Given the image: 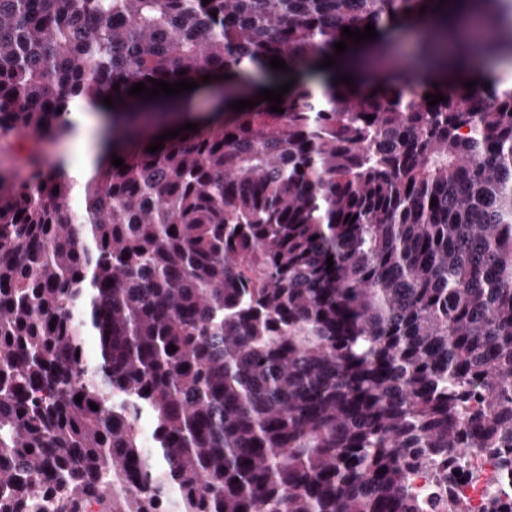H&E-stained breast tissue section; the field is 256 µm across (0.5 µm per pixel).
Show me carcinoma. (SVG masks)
<instances>
[{
    "label": "carcinoma",
    "mask_w": 512,
    "mask_h": 512,
    "mask_svg": "<svg viewBox=\"0 0 512 512\" xmlns=\"http://www.w3.org/2000/svg\"><path fill=\"white\" fill-rule=\"evenodd\" d=\"M369 22L442 76L334 84ZM273 56L319 84L139 142L132 85ZM473 56L512 60V0H0V512H427L413 472H512V89L448 85ZM105 94L79 186L38 140Z\"/></svg>",
    "instance_id": "obj_1"
}]
</instances>
